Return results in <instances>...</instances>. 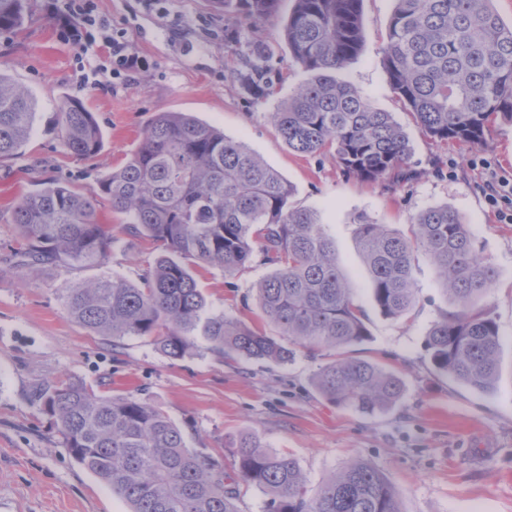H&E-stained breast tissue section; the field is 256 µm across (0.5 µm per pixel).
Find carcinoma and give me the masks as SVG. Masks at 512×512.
Here are the masks:
<instances>
[{"label": "carcinoma", "mask_w": 512, "mask_h": 512, "mask_svg": "<svg viewBox=\"0 0 512 512\" xmlns=\"http://www.w3.org/2000/svg\"><path fill=\"white\" fill-rule=\"evenodd\" d=\"M227 17L258 26L282 0H217ZM382 48L387 80L421 131L438 142L486 144L490 123L512 122V24L492 0H394ZM363 0H293L284 41L304 81L266 113L291 151L334 150L343 173L388 188L411 183L412 148L389 112L365 91L336 77L361 52ZM28 0H0V33H15ZM267 46L249 44L230 76L254 102L276 93ZM37 101L0 72V159L18 153L34 130ZM63 144L92 158L103 134L78 98L59 108ZM292 185L245 143L187 112H159L139 147L82 195L56 179L19 199L14 256L22 266H101L112 251V225L97 220V198L125 215L123 231L154 241L161 253L139 283L103 275L59 290L66 314L117 343L147 339L171 359L199 349L221 357L278 366L299 347L333 350L313 374L322 398L363 414L392 409L401 378L376 363L346 357L370 331L355 289L336 263L329 224L315 209L289 206ZM356 245L370 277V296L384 317L400 320L415 304L417 253L438 267L455 309L429 327L426 346L435 369L478 393L495 389L502 340L490 312L476 307L499 272L473 246L472 233L446 205L420 210L410 234L361 218ZM272 267L256 299L278 335L216 313L199 288L194 266L232 273L254 255ZM36 398L72 458L91 471L131 512H239L241 484L268 497L267 512H401L399 492L370 462L355 459L314 487L297 460L255 437L229 443L226 470L218 450L188 447L168 414L148 399L101 395L83 382L59 380Z\"/></svg>", "instance_id": "carcinoma-1"}]
</instances>
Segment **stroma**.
<instances>
[{
    "label": "stroma",
    "mask_w": 512,
    "mask_h": 512,
    "mask_svg": "<svg viewBox=\"0 0 512 512\" xmlns=\"http://www.w3.org/2000/svg\"><path fill=\"white\" fill-rule=\"evenodd\" d=\"M48 3L29 0L23 30L0 34V70L38 103L33 135L16 157L0 161V512L129 510L74 461L35 398L41 383L64 378L105 394L149 399L178 426H189L193 448H222L239 436H255L294 457L314 485L350 460H366L397 488L402 512H512V223L500 221L486 197L489 170L512 174V123L496 122L484 148L425 136L386 78L381 48L393 0H364V45L341 76L403 126L411 165L422 176L389 189L362 183L344 177L334 155L289 150L265 117L274 100L253 103L229 75L248 43L261 40L271 52L279 95L298 85L304 73L282 35L293 0H282L279 17L257 28L225 19L214 0H94L96 14L144 62L138 73L94 89L80 88L78 63H101L103 41L63 39ZM228 27L237 30V41L226 40ZM67 96L81 99L103 131L104 147L94 158L70 154L61 141L58 106ZM170 111L192 113L244 142L293 186L290 205L322 210L336 240L337 262L371 332L350 354L403 379L406 392L393 410L368 417L322 399L312 375L327 359L323 351L299 349L286 366L222 360L203 351L170 359L146 339L114 344L73 322L57 288L106 272L139 281L147 260L158 254L148 239L124 233L123 215L107 200L97 202L101 223L111 225L116 238L106 267L15 266V202L48 179L87 192L138 148L143 127L156 113ZM443 204L470 225L475 248L500 273L483 301L502 335L499 374L489 395L458 385L431 362L426 332L453 308L435 265L416 255V306L407 319L391 320L372 304L355 247L359 215L405 234L419 210ZM268 272L255 259L232 274L201 268L197 275L215 310L262 329L266 321L255 286Z\"/></svg>",
    "instance_id": "35a3bbf8"
}]
</instances>
